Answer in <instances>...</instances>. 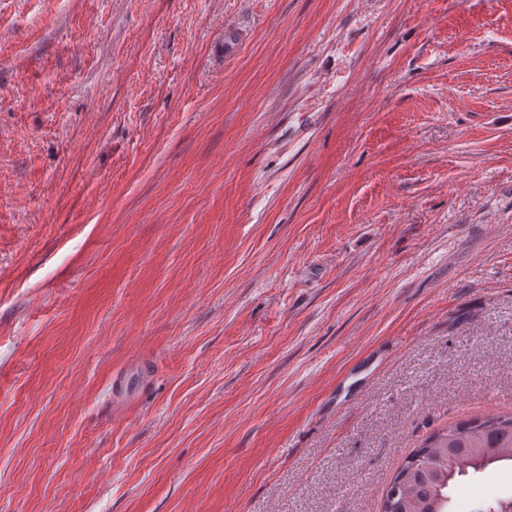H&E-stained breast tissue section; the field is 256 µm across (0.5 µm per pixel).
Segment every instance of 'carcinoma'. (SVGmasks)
Wrapping results in <instances>:
<instances>
[{"label": "carcinoma", "instance_id": "carcinoma-1", "mask_svg": "<svg viewBox=\"0 0 512 512\" xmlns=\"http://www.w3.org/2000/svg\"><path fill=\"white\" fill-rule=\"evenodd\" d=\"M512 464V415L456 422L430 435L402 465L383 512H445L452 482L473 469Z\"/></svg>", "mask_w": 512, "mask_h": 512}]
</instances>
